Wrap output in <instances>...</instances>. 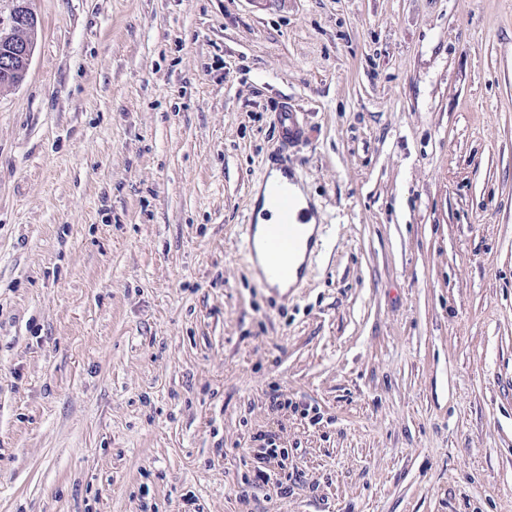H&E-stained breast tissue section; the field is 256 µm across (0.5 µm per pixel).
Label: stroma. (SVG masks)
Segmentation results:
<instances>
[{"instance_id": "obj_1", "label": "stroma", "mask_w": 512, "mask_h": 512, "mask_svg": "<svg viewBox=\"0 0 512 512\" xmlns=\"http://www.w3.org/2000/svg\"><path fill=\"white\" fill-rule=\"evenodd\" d=\"M30 6L0 512H512V0ZM284 101L319 246L281 298L245 250ZM276 440L277 436L273 433H258L252 437V447L256 448H248L253 462L251 481L256 486L271 484L276 488L277 496H285L288 494V484L284 486L283 479L288 481V472H285L288 467L284 463L286 457L282 456ZM280 454L281 459H278ZM275 463L280 471H284L283 476L282 472H276L273 467Z\"/></svg>"}]
</instances>
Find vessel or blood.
Returning a JSON list of instances; mask_svg holds the SVG:
<instances>
[{"label": "vessel or blood", "mask_w": 512, "mask_h": 512, "mask_svg": "<svg viewBox=\"0 0 512 512\" xmlns=\"http://www.w3.org/2000/svg\"><path fill=\"white\" fill-rule=\"evenodd\" d=\"M277 124L282 149L271 157L270 167L279 171L280 177L271 181L269 195L275 206L281 210L282 218L279 223L269 227L265 265L259 280L261 287L270 289L288 282L292 275H303V268L295 267L294 261L302 230L308 222L307 209L297 207L293 201V169L286 155L288 149L307 142V132L296 112L285 103L277 109Z\"/></svg>", "instance_id": "1"}]
</instances>
